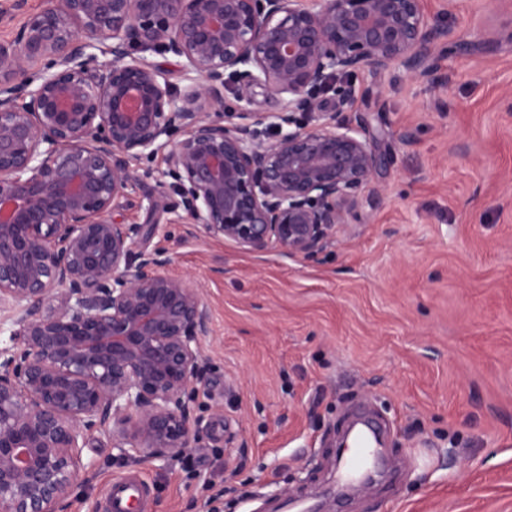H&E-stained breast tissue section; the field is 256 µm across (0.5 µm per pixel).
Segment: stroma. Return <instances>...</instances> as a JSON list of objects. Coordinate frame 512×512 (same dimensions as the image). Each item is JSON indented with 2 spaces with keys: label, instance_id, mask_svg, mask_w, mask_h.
<instances>
[{
  "label": "stroma",
  "instance_id": "35a3bbf8",
  "mask_svg": "<svg viewBox=\"0 0 512 512\" xmlns=\"http://www.w3.org/2000/svg\"><path fill=\"white\" fill-rule=\"evenodd\" d=\"M457 35L436 80L354 76L344 117L385 131L377 196L318 260L190 237L164 211L177 273L212 315L200 450L163 463L84 449L67 512L137 473L152 512H274L332 486L352 412L395 470L325 512H512V0H422Z\"/></svg>",
  "mask_w": 512,
  "mask_h": 512
}]
</instances>
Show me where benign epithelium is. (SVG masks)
<instances>
[{"mask_svg": "<svg viewBox=\"0 0 512 512\" xmlns=\"http://www.w3.org/2000/svg\"><path fill=\"white\" fill-rule=\"evenodd\" d=\"M422 0H52L0 10V512H61L107 441L123 457L200 447L210 314L169 271L159 225L112 210L161 157L170 224L316 260L371 201L381 132L342 118L339 76L430 77L454 32ZM181 59L183 85L151 59ZM104 60H99V57ZM265 88L277 109L224 107ZM173 179L170 184L167 179Z\"/></svg>", "mask_w": 512, "mask_h": 512, "instance_id": "benign-epithelium-1", "label": "benign epithelium"}]
</instances>
